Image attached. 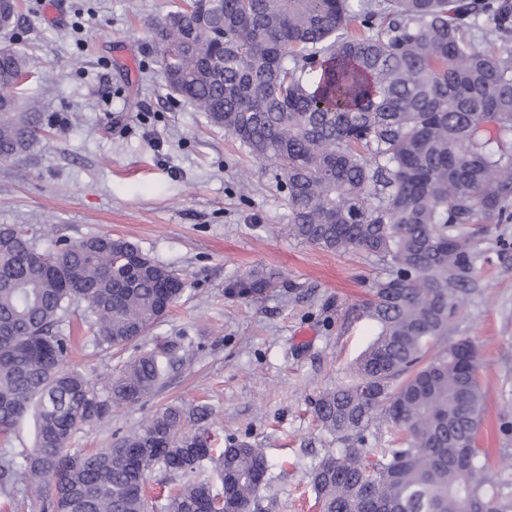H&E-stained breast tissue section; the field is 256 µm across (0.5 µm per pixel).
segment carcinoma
<instances>
[{"instance_id":"1","label":"carcinoma","mask_w":512,"mask_h":512,"mask_svg":"<svg viewBox=\"0 0 512 512\" xmlns=\"http://www.w3.org/2000/svg\"><path fill=\"white\" fill-rule=\"evenodd\" d=\"M484 17L495 52L466 36ZM20 18L0 6V33ZM165 88L269 163L286 191L288 234L385 266L362 313L374 339L349 382L314 404L322 428L364 442L379 415L398 446L368 458L328 454L311 472L320 512H512V462L501 470L476 445L483 413L478 352L448 341L471 292L470 224L512 222V0H192L149 26ZM26 52L0 45V160L39 152L51 119L15 89ZM278 274L253 268L230 296L261 301ZM169 266L110 234L42 249L0 225V434L34 426L31 446L0 448V498L42 512H149L148 474L187 477L164 512H253L263 449L211 447L169 406L107 448L76 435L118 405L153 395L168 348L129 356L104 382L71 363L58 331L85 301L96 346L122 351L150 333L185 291ZM216 482L194 478L204 462Z\"/></svg>"}]
</instances>
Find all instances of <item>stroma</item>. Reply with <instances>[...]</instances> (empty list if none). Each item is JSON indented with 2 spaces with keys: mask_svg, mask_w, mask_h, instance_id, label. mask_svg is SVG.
Wrapping results in <instances>:
<instances>
[{
  "mask_svg": "<svg viewBox=\"0 0 512 512\" xmlns=\"http://www.w3.org/2000/svg\"><path fill=\"white\" fill-rule=\"evenodd\" d=\"M174 0H22L12 41L32 58L19 100L37 98L56 125L43 151L0 163V224L27 229L42 248L111 234L187 280L182 297L139 347L183 356L158 391L77 434L107 447L156 410L203 406L214 447L245 441L270 468L262 512H319L310 474L355 447L322 429L312 403L350 378L373 339L357 316L384 266L329 253L286 230V193L204 113L169 96L148 25ZM473 290L449 341L479 350L485 413L477 436L491 461L512 456V223L472 226ZM277 269L280 284L257 303L225 287L250 269Z\"/></svg>",
  "mask_w": 512,
  "mask_h": 512,
  "instance_id": "1",
  "label": "stroma"
}]
</instances>
